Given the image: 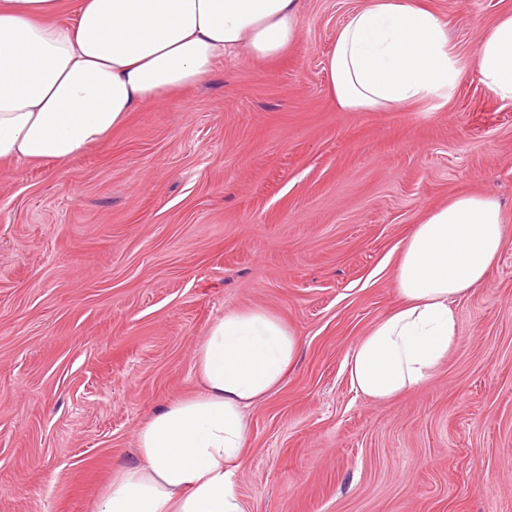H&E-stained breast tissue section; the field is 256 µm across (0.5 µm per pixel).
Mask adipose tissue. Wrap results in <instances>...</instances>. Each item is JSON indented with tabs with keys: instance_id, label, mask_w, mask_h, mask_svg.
<instances>
[{
	"instance_id": "adipose-tissue-1",
	"label": "adipose tissue",
	"mask_w": 512,
	"mask_h": 512,
	"mask_svg": "<svg viewBox=\"0 0 512 512\" xmlns=\"http://www.w3.org/2000/svg\"><path fill=\"white\" fill-rule=\"evenodd\" d=\"M0 0V165L64 162L102 142L130 112L204 83L217 58L247 48L278 57L297 39L301 0ZM474 66L512 100V14L481 38ZM328 91L346 112L407 107L455 85L448 25L417 0H367L337 29ZM490 194L432 210L399 251L400 305L345 360L354 390L374 401L432 375L457 340L455 303L484 283L506 243ZM298 334L264 308L228 309L199 341L197 392L168 401L138 431L136 464H116L92 512H244L234 475L247 446L245 410L295 365Z\"/></svg>"
}]
</instances>
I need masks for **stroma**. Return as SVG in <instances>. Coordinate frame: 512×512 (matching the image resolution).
Returning a JSON list of instances; mask_svg holds the SVG:
<instances>
[{"mask_svg":"<svg viewBox=\"0 0 512 512\" xmlns=\"http://www.w3.org/2000/svg\"><path fill=\"white\" fill-rule=\"evenodd\" d=\"M364 2L303 0L278 58L240 49L67 162L0 166V512H92L140 425L196 389L210 324L251 307L301 349L247 410L245 512H512V235L425 384L376 402L344 369L429 211L492 193L512 223V100L472 68L512 0H418L458 81L344 112L325 59Z\"/></svg>","mask_w":512,"mask_h":512,"instance_id":"1","label":"stroma"}]
</instances>
